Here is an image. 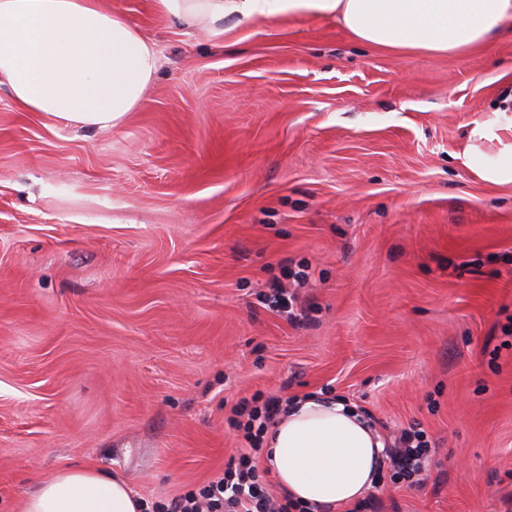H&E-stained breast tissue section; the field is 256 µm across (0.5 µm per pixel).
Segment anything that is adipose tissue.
Returning <instances> with one entry per match:
<instances>
[{"label": "adipose tissue", "mask_w": 512, "mask_h": 512, "mask_svg": "<svg viewBox=\"0 0 512 512\" xmlns=\"http://www.w3.org/2000/svg\"><path fill=\"white\" fill-rule=\"evenodd\" d=\"M185 28L225 33L261 19L336 18L358 40L393 52L463 54L512 19V0H153ZM160 68L153 41L100 0H0V87L26 112L101 129L141 107ZM384 442L353 404L312 396L266 431L264 459L292 500L321 508L377 482ZM17 512H141L120 477L67 466L25 493Z\"/></svg>", "instance_id": "adipose-tissue-1"}]
</instances>
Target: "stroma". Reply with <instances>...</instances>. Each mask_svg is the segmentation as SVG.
Instances as JSON below:
<instances>
[{"label":"stroma","mask_w":512,"mask_h":512,"mask_svg":"<svg viewBox=\"0 0 512 512\" xmlns=\"http://www.w3.org/2000/svg\"><path fill=\"white\" fill-rule=\"evenodd\" d=\"M155 42L138 111L90 130L0 88V512L86 464L165 501L222 474L245 398L326 394L436 452L380 512L512 496V21L396 54L333 18L219 37L101 0ZM304 264L295 286L290 268ZM295 289L296 325L264 294Z\"/></svg>","instance_id":"35a3bbf8"}]
</instances>
